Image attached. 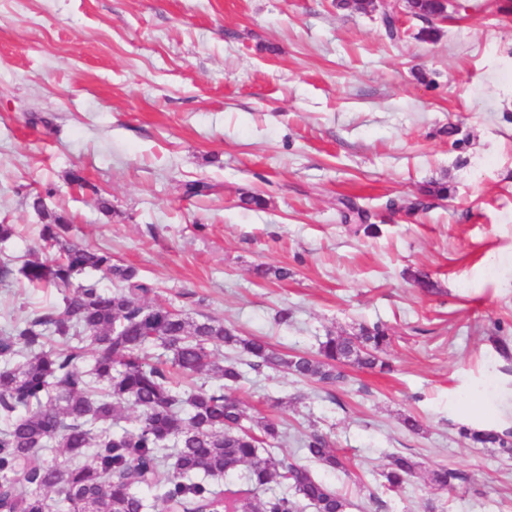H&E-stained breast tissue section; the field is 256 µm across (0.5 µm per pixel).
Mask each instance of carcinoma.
Segmentation results:
<instances>
[{"mask_svg":"<svg viewBox=\"0 0 512 512\" xmlns=\"http://www.w3.org/2000/svg\"><path fill=\"white\" fill-rule=\"evenodd\" d=\"M406 8L429 22L447 19L445 0H409ZM343 206L342 221L354 234L378 233L356 202ZM32 207L46 219L40 240L57 253L16 269L3 262L0 281L19 276L34 288L59 290L62 298L0 331V512H55L59 502L67 512H155L158 502L162 512H300L304 503L315 512H348L352 503L343 494L276 452L283 436L276 420L247 418L224 390L243 379L242 365L323 383L341 382L348 364L388 371L384 355L392 336L384 324L363 325L353 336L330 334L315 356L281 354L219 319L147 302L154 284L135 267L65 241L67 218L48 212L40 195ZM89 271L101 272L116 290L79 281ZM86 338L95 348L88 368ZM217 346L239 362L217 360ZM175 374L213 375L223 385L180 390ZM127 407L138 412L135 427L113 430ZM460 434L473 447L512 457L508 431L463 428ZM58 448L70 463L52 455ZM303 448L325 468H343L326 433L311 430ZM420 468L412 456L389 455L385 489L398 491ZM235 474L246 488L213 485ZM429 479L446 489L466 477L440 467ZM272 482L284 490L266 494Z\"/></svg>","mask_w":512,"mask_h":512,"instance_id":"1","label":"carcinoma"}]
</instances>
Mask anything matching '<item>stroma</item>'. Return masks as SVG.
I'll list each match as a JSON object with an SVG mask.
<instances>
[{"label": "stroma", "instance_id": "stroma-1", "mask_svg": "<svg viewBox=\"0 0 512 512\" xmlns=\"http://www.w3.org/2000/svg\"><path fill=\"white\" fill-rule=\"evenodd\" d=\"M447 3L429 43L402 0H0V224L16 227L0 261L35 250L39 193L68 241L152 281L151 301L282 353L385 323L391 372L348 365L331 386L250 370L231 391L280 420V455L352 512H512V461L458 433L512 430V358L491 342L512 337V0ZM189 181L208 194L186 197ZM434 182L452 195H426ZM254 193L265 209L241 206ZM345 198L378 235L348 232ZM391 198L424 206L392 212ZM263 264L292 275L259 279ZM59 299L0 281V328ZM315 427L344 469L307 458ZM392 453L421 464L395 493ZM438 466L468 483L435 489Z\"/></svg>", "mask_w": 512, "mask_h": 512}]
</instances>
